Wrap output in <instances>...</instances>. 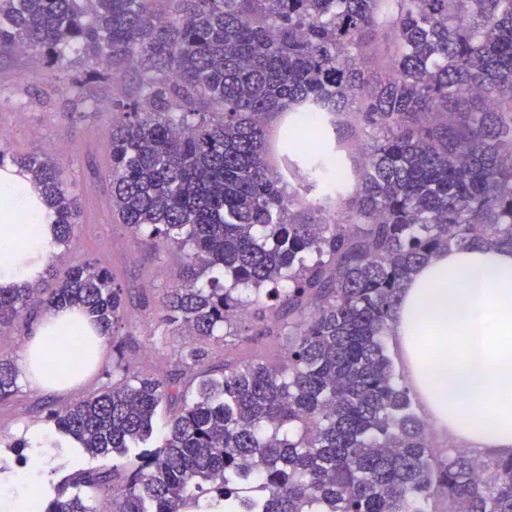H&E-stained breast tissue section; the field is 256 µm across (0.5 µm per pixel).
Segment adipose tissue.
Instances as JSON below:
<instances>
[{
  "instance_id": "adipose-tissue-1",
  "label": "adipose tissue",
  "mask_w": 512,
  "mask_h": 512,
  "mask_svg": "<svg viewBox=\"0 0 512 512\" xmlns=\"http://www.w3.org/2000/svg\"><path fill=\"white\" fill-rule=\"evenodd\" d=\"M53 247L42 198L26 176L0 170V287L33 279ZM388 332L432 424L474 456H512V248L439 252L404 284ZM91 342L103 333L82 309H52L19 369L39 389L73 385Z\"/></svg>"
}]
</instances>
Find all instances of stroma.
<instances>
[{"label": "stroma", "mask_w": 512, "mask_h": 512, "mask_svg": "<svg viewBox=\"0 0 512 512\" xmlns=\"http://www.w3.org/2000/svg\"><path fill=\"white\" fill-rule=\"evenodd\" d=\"M133 79L130 70L117 77L105 73L89 84L88 102L76 108L65 95L64 74L59 69L34 67L21 54L0 59V131L17 154L58 159L82 199L75 239L51 253L56 269L63 273L87 260L107 268L124 284L129 312L112 342L104 343L82 384L45 391L22 381L16 393L0 403V464L7 467L0 491L5 493L25 492L34 486L37 476L25 463L33 448L42 454L41 476L56 481L78 469L100 466V459L81 449L45 444L52 414L107 383L115 354L135 360L139 369L161 374L174 369L186 342L181 333L160 326L156 315L161 295L176 279L181 264L178 251L138 242L126 225L117 223L104 179L112 100L124 94ZM246 332L250 340L241 345H228L220 338L212 341L214 359L222 360L228 350L245 359L255 355L274 359L285 348L284 343L259 335L255 323H247Z\"/></svg>", "instance_id": "35a3bbf8"}]
</instances>
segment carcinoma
Segmentation results:
<instances>
[{
    "instance_id": "carcinoma-1",
    "label": "carcinoma",
    "mask_w": 512,
    "mask_h": 512,
    "mask_svg": "<svg viewBox=\"0 0 512 512\" xmlns=\"http://www.w3.org/2000/svg\"><path fill=\"white\" fill-rule=\"evenodd\" d=\"M15 52L135 71L112 103V215L181 253L158 322L192 336L179 371L120 356L54 415L112 466L35 491L41 512H97L101 492L112 512H512V457L434 452L383 340L438 252L512 246V0H0V56ZM65 90L88 99L77 74ZM8 165L71 242L64 167L3 142ZM39 304L107 336L128 316L90 261L0 288V334ZM244 313L284 355L213 363ZM15 389L0 359V402Z\"/></svg>"
}]
</instances>
